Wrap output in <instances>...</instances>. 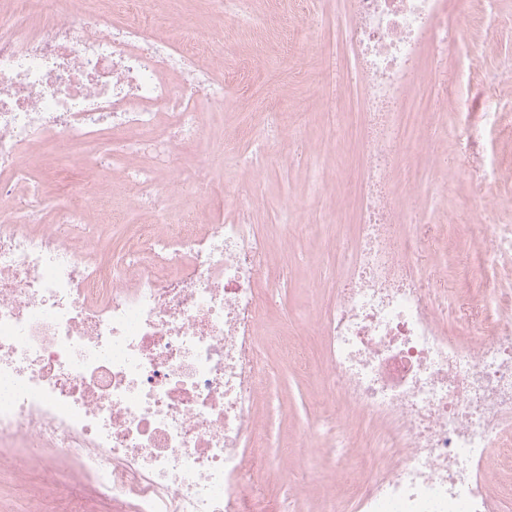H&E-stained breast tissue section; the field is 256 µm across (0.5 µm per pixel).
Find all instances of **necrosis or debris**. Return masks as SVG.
I'll list each match as a JSON object with an SVG mask.
<instances>
[{
	"instance_id": "obj_1",
	"label": "necrosis or debris",
	"mask_w": 512,
	"mask_h": 512,
	"mask_svg": "<svg viewBox=\"0 0 512 512\" xmlns=\"http://www.w3.org/2000/svg\"><path fill=\"white\" fill-rule=\"evenodd\" d=\"M0 0V472L22 512L33 474L65 512H292L313 475L282 477L272 503L257 480L272 456L258 423L264 363L256 344L278 281L264 278L271 241L251 216L279 146L255 112L238 151L247 186L213 224L173 214L189 191L208 208L222 157L204 145L210 108L227 104L222 44L201 42L179 19L158 28V0ZM225 25L260 33L254 0H209ZM342 38L362 92L353 239L336 247V293L315 306L326 363L317 439L335 472L370 460L352 512H504L491 492L493 447L512 445V323L492 335L475 323L512 313V285L491 309L449 322L457 299L429 250L431 225L396 205L394 176L447 150L422 127L403 130L425 53L447 54L448 0H348ZM467 149L512 116L484 100L473 111L453 91ZM82 180L52 198L40 150ZM122 183L129 210L147 214L113 250L103 217ZM480 266L512 269V224L475 237ZM383 423L359 434L351 415Z\"/></svg>"
}]
</instances>
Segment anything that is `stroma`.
Masks as SVG:
<instances>
[{"label":"stroma","instance_id":"35a3bbf8","mask_svg":"<svg viewBox=\"0 0 512 512\" xmlns=\"http://www.w3.org/2000/svg\"><path fill=\"white\" fill-rule=\"evenodd\" d=\"M310 19L305 24L290 56L261 57V46L249 31L225 28L223 18L212 15L207 0H166L163 16L190 18L202 37L224 38V66L233 69L242 59L261 58L262 63L250 71L246 83L228 82L232 103L223 124L213 125L214 134L235 133L248 126L257 102H265L267 111L283 113V123L268 129L273 140H286L288 128H296L303 139L318 144L320 152L314 169L272 163L265 173V195L254 214L260 233L272 242L267 272L279 277L282 306L269 310L264 319L269 326H287L299 334L313 354L312 370L295 368L272 345L268 337H259L264 353L265 373L261 379L259 401L262 421L260 430L271 447H296L303 431L318 419L317 402L320 386L318 371L324 362L317 338L310 330L307 311L311 301L327 302L333 297L332 273L336 263L337 236H349L354 227V197L345 182L358 162V144L346 136L341 146L332 137L341 129H353L359 91L346 84L343 73L350 59L343 46L341 28L348 18L345 0H310ZM503 22L475 24L471 0H448V21L457 29L458 44L443 60L424 56L415 94L410 101L413 117L431 118L443 108L442 94L434 74L447 71L456 75L467 66H475L482 76L496 74L502 63L512 60V0H501ZM431 135L447 139L449 153L455 154L453 172L436 173L427 161L414 168L413 183L424 208L423 221L436 227L437 245L447 255L468 248L471 241L466 228L471 224H495L512 220V211L489 205L488 193L474 178L470 158L458 154L455 137L445 136L443 128H431ZM336 173L321 196L310 192L314 172ZM246 172L234 159H226L216 177L223 186L208 208L198 212L205 223L223 219L224 209L243 187ZM342 200L334 209L333 200ZM302 202L308 207V225L288 222L286 202ZM320 225V232H310V224Z\"/></svg>","mask_w":512,"mask_h":512}]
</instances>
